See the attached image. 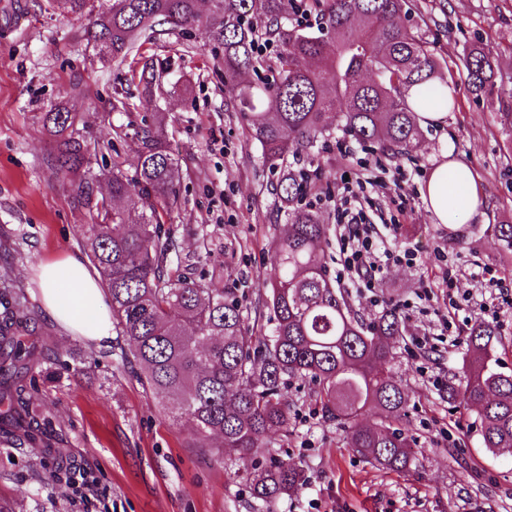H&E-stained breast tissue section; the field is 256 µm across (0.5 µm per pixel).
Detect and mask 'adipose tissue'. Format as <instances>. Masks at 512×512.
Segmentation results:
<instances>
[{"label":"adipose tissue","instance_id":"ef3b65f1","mask_svg":"<svg viewBox=\"0 0 512 512\" xmlns=\"http://www.w3.org/2000/svg\"><path fill=\"white\" fill-rule=\"evenodd\" d=\"M424 201L438 223L470 221L478 212L480 192L473 170L465 164L439 163L425 182ZM39 293L44 310L71 336L90 343L112 338V315L98 277L82 260L68 256L39 266ZM68 289H61L60 281Z\"/></svg>","mask_w":512,"mask_h":512}]
</instances>
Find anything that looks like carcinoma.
<instances>
[{
  "label": "carcinoma",
  "instance_id": "carcinoma-1",
  "mask_svg": "<svg viewBox=\"0 0 512 512\" xmlns=\"http://www.w3.org/2000/svg\"><path fill=\"white\" fill-rule=\"evenodd\" d=\"M87 17V41L102 64L126 65L142 86L135 104L115 92L112 139L135 145L137 178L112 165L109 198H96L85 178L71 180L74 200L92 223L83 225L88 257L112 306V324L132 349L125 361L141 383L168 399L172 421L190 435H219L215 454L238 453L246 464L272 435L288 429L282 391L293 379L316 386L323 417L347 432L350 448L376 466L407 470L414 440L405 429L409 393L390 370L402 335L391 305L366 324L352 313L328 273L329 225L304 203L326 193L318 145L337 132L389 159L410 155L422 136L417 111L457 98L419 28L409 23L407 0H46ZM314 17L316 29L292 22ZM198 27L220 50L224 106L247 122L264 166L278 173L274 195L287 233L269 256L267 312L251 317L237 289L196 279L167 225L179 203L178 158L169 149L166 117L137 121L135 110L153 102L160 72L140 55L146 43ZM471 94L494 77L490 52L474 45L462 59ZM265 72L241 83L247 72ZM54 153L50 167L77 175L92 153L80 120L64 105L42 116ZM21 298L0 312V435L44 443L47 424L29 409L26 376L40 365L41 349ZM497 326L473 324L469 358L448 402L476 412L484 447L512 450V369L506 370ZM380 422L361 419L367 406ZM255 499L270 503L303 487L299 469L272 459L250 478Z\"/></svg>",
  "mask_w": 512,
  "mask_h": 512
}]
</instances>
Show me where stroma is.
<instances>
[{
    "instance_id": "35a3bbf8",
    "label": "stroma",
    "mask_w": 512,
    "mask_h": 512,
    "mask_svg": "<svg viewBox=\"0 0 512 512\" xmlns=\"http://www.w3.org/2000/svg\"><path fill=\"white\" fill-rule=\"evenodd\" d=\"M40 2L0 0V293L24 297L57 353L44 362L31 398L33 412L50 424L53 450L0 438V512H73L59 474L80 467L106 490L108 512H476L480 505L512 512V453L484 448L474 412L454 408L445 392L467 355L458 336L486 320L485 306L497 311L512 368V299L499 294L512 289V254L491 232L512 224V120L505 118L512 113V0H444L441 10L410 0L411 22L456 85L455 109L442 125L423 128L411 155L390 161L358 146L346 158L332 140L321 154L328 184L365 166L388 183V191L360 195L373 239L414 254L412 262L389 266L375 298L350 295L367 323L385 304L399 308L405 335L393 374L411 395V468L388 471L353 452L343 430L323 420L313 385L296 379L284 392L290 424L274 451L299 467L305 485L269 505L252 497L242 466L218 459L207 442L173 424L159 397L122 362L129 347L123 337L97 346L66 336L42 307L38 266L85 257L81 227L91 218L74 201L69 178L47 163L41 116L58 103L80 115L95 149L87 178L100 196L107 190L100 175L111 171L113 158L127 178L136 176L130 145L112 146V96L122 89L137 100L142 88L128 66L92 63L83 38L88 19L44 11ZM184 40L186 54L167 36L144 45V55L171 67L161 96L138 115L164 112L179 158L180 203L169 222L180 251L198 273H221L251 309L268 286L270 247L286 230L272 191L276 175L262 164L239 114L225 109L220 54L201 30ZM473 45L490 51L495 65L494 82L479 97L468 93L462 65ZM446 155L469 164L480 189L479 213L465 224L436 223L421 195L426 174ZM446 267L459 273L451 289L441 280ZM419 336L429 337V348H417Z\"/></svg>"
}]
</instances>
